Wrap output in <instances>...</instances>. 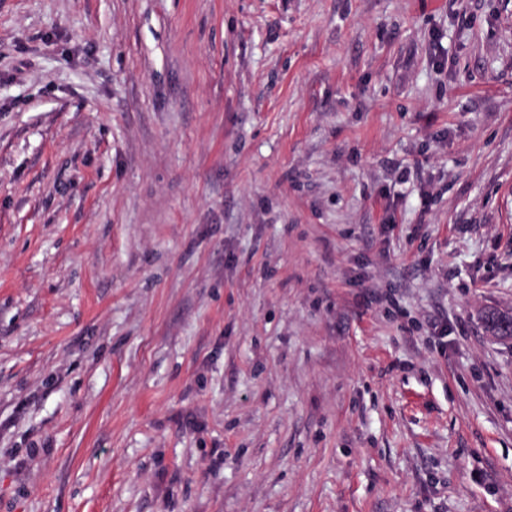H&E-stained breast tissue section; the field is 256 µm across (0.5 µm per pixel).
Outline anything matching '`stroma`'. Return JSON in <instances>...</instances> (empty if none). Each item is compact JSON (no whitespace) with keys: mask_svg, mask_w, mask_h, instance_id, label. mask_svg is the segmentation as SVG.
<instances>
[{"mask_svg":"<svg viewBox=\"0 0 512 512\" xmlns=\"http://www.w3.org/2000/svg\"><path fill=\"white\" fill-rule=\"evenodd\" d=\"M512 0H0V512H512ZM481 321L487 333L491 336H494L498 339L509 340L512 339L511 336H504V332L501 331L500 323L503 321H507L508 323L512 322V312L498 310V309H488L482 312Z\"/></svg>","mask_w":512,"mask_h":512,"instance_id":"35a3bbf8","label":"stroma"}]
</instances>
